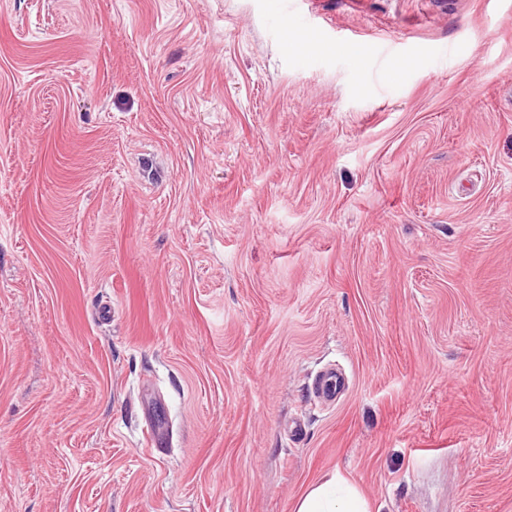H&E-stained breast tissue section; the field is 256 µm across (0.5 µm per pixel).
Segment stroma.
Listing matches in <instances>:
<instances>
[{
    "instance_id": "obj_1",
    "label": "stroma",
    "mask_w": 512,
    "mask_h": 512,
    "mask_svg": "<svg viewBox=\"0 0 512 512\" xmlns=\"http://www.w3.org/2000/svg\"><path fill=\"white\" fill-rule=\"evenodd\" d=\"M335 473L512 512V0H0V512ZM344 380L336 370H331L322 375L319 379L315 395L323 402L336 400L337 395L342 391Z\"/></svg>"
}]
</instances>
